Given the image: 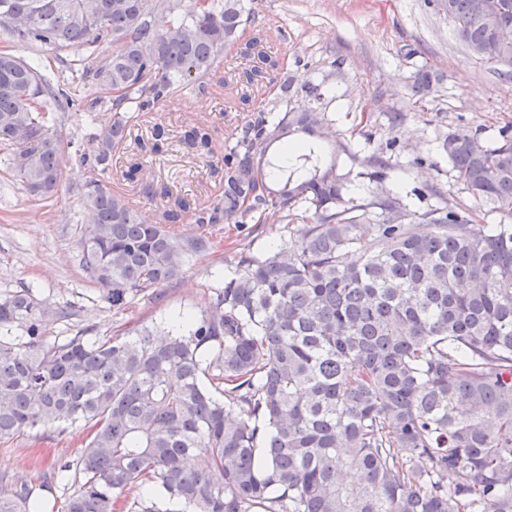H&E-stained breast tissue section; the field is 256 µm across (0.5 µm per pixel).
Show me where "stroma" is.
Instances as JSON below:
<instances>
[{
  "instance_id": "1",
  "label": "stroma",
  "mask_w": 512,
  "mask_h": 512,
  "mask_svg": "<svg viewBox=\"0 0 512 512\" xmlns=\"http://www.w3.org/2000/svg\"><path fill=\"white\" fill-rule=\"evenodd\" d=\"M252 9L255 26L273 31L260 47L276 61V70L250 84V59L228 52L204 88L178 91L134 120L126 148L112 155L105 187L136 200L151 222L158 210L143 194L148 182L154 190L166 187L209 205L222 188L214 163L235 133L279 101L280 84L289 78L291 107L327 115L331 138L321 160L344 175L347 205L386 192L419 215L447 206L481 226L512 220L491 202L474 198L442 150L444 138L454 133L492 142L501 128L512 127V74L468 54L444 0H254ZM422 71L431 87L418 99L410 87ZM88 122L87 112L74 107L56 115L53 132L68 147L53 198L30 195L15 171L0 163V296L27 288L49 309L66 311V318L45 325L46 342L77 334L101 340L144 325L173 328L181 316L210 311L239 249L263 254L279 245L283 222L276 214L262 223L249 218L206 226L183 217L181 232L209 240V249L190 255L177 281L112 305L80 265L79 239L89 224L81 194L99 180L81 159ZM198 124L210 133L212 158L185 140ZM159 130L162 148L148 152ZM373 156L387 165L380 183L371 176ZM136 160L143 164L144 179H124ZM88 441L80 426L62 434L46 427L2 437L0 481L32 487L45 504L43 512H58L79 487L73 477L60 476L59 468L77 458Z\"/></svg>"
}]
</instances>
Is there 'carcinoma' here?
Returning <instances> with one entry per match:
<instances>
[{
  "label": "carcinoma",
  "instance_id": "cac0c4a2",
  "mask_svg": "<svg viewBox=\"0 0 512 512\" xmlns=\"http://www.w3.org/2000/svg\"><path fill=\"white\" fill-rule=\"evenodd\" d=\"M206 2L0 0V32L112 95V124L91 127L82 155L105 177L134 113L210 76L244 35V0ZM447 2L469 53L511 68L476 0ZM64 100L57 70L0 53V146L32 195L58 193L64 145L49 128ZM324 122L290 109L245 125L223 193L203 208L176 198L162 224L102 184L84 193L82 267L114 304L182 275L204 247L173 228L185 214L303 211L274 250L238 253L187 333L48 344L52 313L27 290L0 297V437L91 430L60 466L81 477L64 512H512V224L435 208L416 233L388 194L346 206L336 166L288 143L327 138ZM277 141L274 188L261 162ZM442 149L474 198L512 215V132ZM31 496L0 485V512L41 508Z\"/></svg>",
  "mask_w": 512,
  "mask_h": 512
}]
</instances>
